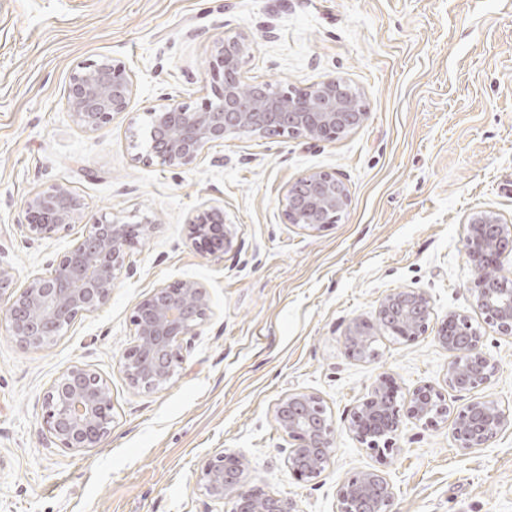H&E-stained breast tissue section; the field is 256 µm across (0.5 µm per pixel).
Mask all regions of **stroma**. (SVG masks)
Returning <instances> with one entry per match:
<instances>
[{"label":"stroma","mask_w":512,"mask_h":512,"mask_svg":"<svg viewBox=\"0 0 512 512\" xmlns=\"http://www.w3.org/2000/svg\"><path fill=\"white\" fill-rule=\"evenodd\" d=\"M242 34L246 81L305 90L336 77L361 93L368 120L332 142L243 135L189 167L141 160L149 110L213 99L214 49ZM101 61L125 66L135 93L87 132L67 92L78 65ZM312 170L336 173L350 194L318 231L282 218L286 187ZM56 183L79 195L84 220L28 239L24 202ZM205 204L236 233L237 251L221 260L186 239ZM477 209L512 221V0H0V263L16 288L48 274L85 220H151L111 303L49 347H22L0 322V512H202L199 467L219 448L244 454L248 481L291 496L299 512H338V487L367 471L393 485L397 512H512V426L467 452L447 424L404 421L380 452L345 426L380 381L403 397L430 384L451 408L485 398L512 414V336L484 324L470 292ZM186 279L210 289V318L169 384L134 389L118 367L133 308ZM409 286L432 298L426 335L382 332L374 359L350 357L347 324ZM451 311L481 326L495 365L468 392L448 387L453 355L436 341ZM74 363L112 389L100 448L60 447L44 425L43 393ZM296 391L319 394L337 426L314 485L289 471L274 421Z\"/></svg>","instance_id":"1"}]
</instances>
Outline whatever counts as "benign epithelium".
Wrapping results in <instances>:
<instances>
[{
	"label": "benign epithelium",
	"instance_id": "benign-epithelium-1",
	"mask_svg": "<svg viewBox=\"0 0 512 512\" xmlns=\"http://www.w3.org/2000/svg\"><path fill=\"white\" fill-rule=\"evenodd\" d=\"M250 42L240 35L223 42L210 63L214 82L224 83L216 101L202 107L161 104L149 112L142 159L162 167L194 164L210 144L241 135L270 133L303 136L314 142L334 141L363 125L369 117L361 97L346 83L327 79L303 92L276 87L263 97L242 90V58ZM126 70L109 63L80 65L68 88L77 124L96 131L114 112H123L134 94ZM350 196L336 173L316 170L288 184L284 195L286 223L321 229L336 223ZM31 239L66 232L83 214L79 196L62 184L32 194L25 202ZM146 232L143 224H127L101 215L85 225L83 234L52 264L48 276L34 275L14 291V272L0 265V297L8 332L25 348L48 346L77 317L96 312L112 300V288L126 265L127 250ZM235 231L216 207L198 209L187 222V239L213 254L237 249ZM512 253V226L499 213L479 209L471 214L465 242L469 266L477 272L470 292L476 306L500 334L512 335V272L502 258ZM210 289L197 280H182L153 289L135 306L133 341L118 361L134 388L146 391L167 385L182 362L184 345L199 335L211 313ZM434 313L432 298L422 288L409 287L384 295L373 318L356 317L346 327L347 353L359 360L376 356L373 331L382 326L413 340L428 329ZM455 354L448 365V385L470 391L487 384L494 366L483 349V336L468 315L451 311L436 336ZM44 424L63 448L81 451L101 446L112 433V391L106 380L86 365L71 364L43 394ZM406 417L426 426L452 421L459 447L489 448L512 420L490 401H471L448 417L445 396L433 386L415 387L399 406L395 391L375 385L346 419L357 441L372 451L394 448ZM274 420L283 438L292 442L287 463L308 482L319 479L336 452V422L314 392L281 397ZM249 460L224 448L201 463L197 486L205 512L232 503V512H297L293 498L251 485L245 479ZM339 512H395L392 484L376 472H364L337 490Z\"/></svg>",
	"mask_w": 512,
	"mask_h": 512
}]
</instances>
